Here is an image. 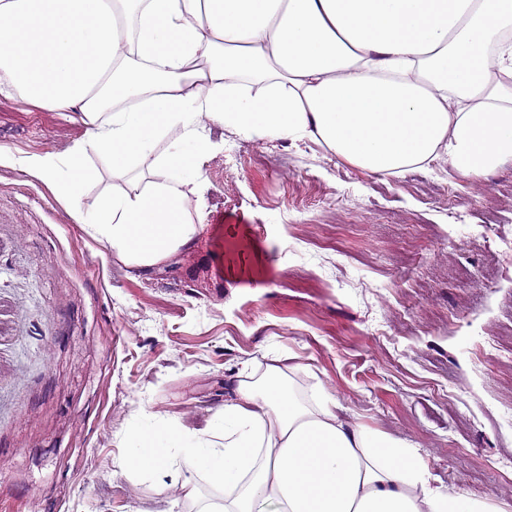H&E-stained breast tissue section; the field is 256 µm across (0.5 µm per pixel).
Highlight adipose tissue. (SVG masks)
<instances>
[{
  "label": "adipose tissue",
  "mask_w": 512,
  "mask_h": 512,
  "mask_svg": "<svg viewBox=\"0 0 512 512\" xmlns=\"http://www.w3.org/2000/svg\"><path fill=\"white\" fill-rule=\"evenodd\" d=\"M0 97L83 127L65 156L0 150V165L146 271L196 244L187 198L216 127L398 178L511 161L512 0H0ZM93 154L112 184L87 204ZM267 359L207 434L134 429L131 470L175 479L183 457L223 493L198 512H504L438 485L419 448L346 420L326 391L299 398L283 356Z\"/></svg>",
  "instance_id": "obj_1"
}]
</instances>
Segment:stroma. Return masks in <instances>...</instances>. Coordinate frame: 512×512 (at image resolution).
Instances as JSON below:
<instances>
[{
	"instance_id": "1",
	"label": "stroma",
	"mask_w": 512,
	"mask_h": 512,
	"mask_svg": "<svg viewBox=\"0 0 512 512\" xmlns=\"http://www.w3.org/2000/svg\"><path fill=\"white\" fill-rule=\"evenodd\" d=\"M82 130L0 99V149L62 156ZM205 231L141 273L53 190L0 166V512H195L220 494L127 468L157 414L205 428L245 362L277 350L302 391L412 442L440 484L512 507V161L373 175L314 142L214 131Z\"/></svg>"
}]
</instances>
